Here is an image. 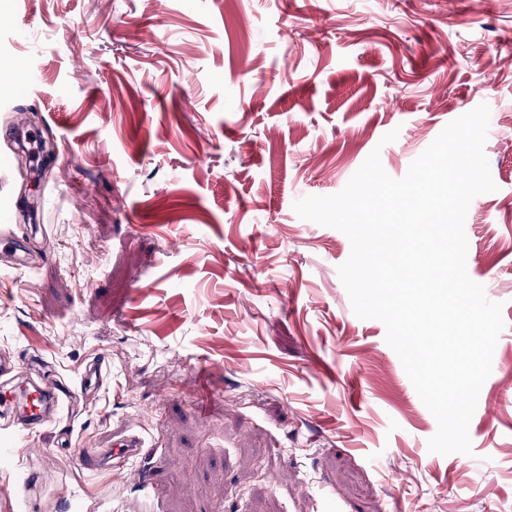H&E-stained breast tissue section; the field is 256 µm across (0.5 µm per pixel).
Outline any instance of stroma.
<instances>
[{
	"instance_id": "obj_1",
	"label": "stroma",
	"mask_w": 512,
	"mask_h": 512,
	"mask_svg": "<svg viewBox=\"0 0 512 512\" xmlns=\"http://www.w3.org/2000/svg\"><path fill=\"white\" fill-rule=\"evenodd\" d=\"M0 71L27 59L0 132L34 117L48 175L0 135V233L53 248L0 272V351L43 386L108 356L100 391L28 430L0 512H512V0H0ZM490 109L497 189L465 219L466 269L502 303L471 454L438 424L376 319L355 315L341 231L300 218L372 151L406 175ZM398 137L382 138L390 131ZM151 285L150 294L139 291ZM73 448L57 447L59 425ZM132 429L152 487L79 470ZM42 491L19 495L30 468Z\"/></svg>"
}]
</instances>
